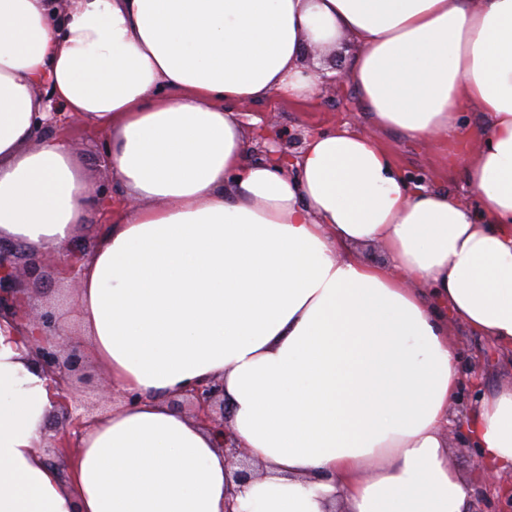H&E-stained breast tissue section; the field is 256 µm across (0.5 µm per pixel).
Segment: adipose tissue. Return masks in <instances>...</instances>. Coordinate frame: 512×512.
Wrapping results in <instances>:
<instances>
[{"label": "adipose tissue", "instance_id": "1", "mask_svg": "<svg viewBox=\"0 0 512 512\" xmlns=\"http://www.w3.org/2000/svg\"><path fill=\"white\" fill-rule=\"evenodd\" d=\"M347 39L372 125L445 143L487 116L469 202L347 129L252 160L237 105L313 96L306 58ZM55 106L109 130L137 200L89 240L57 326L122 399L50 465L54 385L0 314V512H464L448 321L512 360V0H0V244L64 256L96 201L40 132ZM214 379L256 468L232 495L223 448L171 405ZM458 430L512 475V386Z\"/></svg>", "mask_w": 512, "mask_h": 512}]
</instances>
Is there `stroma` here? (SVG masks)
I'll return each mask as SVG.
<instances>
[{"instance_id":"obj_1","label":"stroma","mask_w":512,"mask_h":512,"mask_svg":"<svg viewBox=\"0 0 512 512\" xmlns=\"http://www.w3.org/2000/svg\"><path fill=\"white\" fill-rule=\"evenodd\" d=\"M356 51L352 42H344L336 55L319 59L315 70L323 77L322 92L313 100L275 98L246 105L252 123L248 128L251 153L254 158L266 156L269 147L278 146L289 153H298L310 136L330 130L343 123L362 127V107L343 79ZM466 137L440 150L433 142H417L392 131L377 132L382 146L410 176L434 187L466 198L467 192L455 171L448 166V155H470L476 152L480 136L487 124L483 113L462 115ZM110 135L94 126L78 123L69 130L67 142L72 159L83 181L90 186L113 187L114 179L107 154ZM37 270L24 281L26 298L36 310L50 305L65 308L78 281L71 277L60 259L48 252L38 255ZM448 334L461 350V365L465 373L474 375L473 384L462 387L455 414H463L480 397L499 387L512 384V366L503 359L488 339L471 332L466 326L449 321ZM448 460L451 468L472 483L476 491L467 501V512H512V501L500 496L496 485L484 482L478 449L462 445L456 438L448 440Z\"/></svg>"}]
</instances>
